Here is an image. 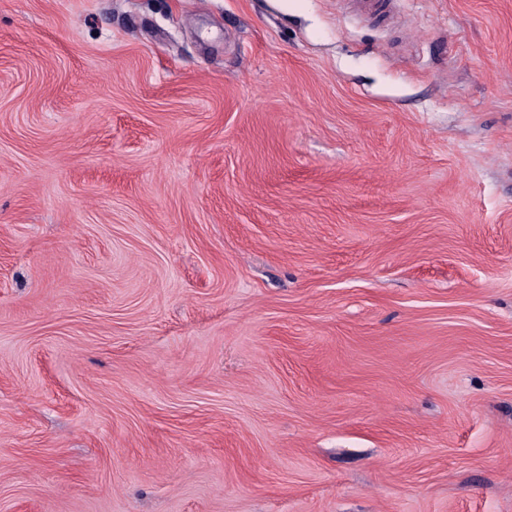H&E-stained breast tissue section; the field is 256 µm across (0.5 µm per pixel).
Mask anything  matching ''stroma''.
Masks as SVG:
<instances>
[{
  "instance_id": "35a3bbf8",
  "label": "stroma",
  "mask_w": 512,
  "mask_h": 512,
  "mask_svg": "<svg viewBox=\"0 0 512 512\" xmlns=\"http://www.w3.org/2000/svg\"><path fill=\"white\" fill-rule=\"evenodd\" d=\"M0 0V512H512V0Z\"/></svg>"
}]
</instances>
